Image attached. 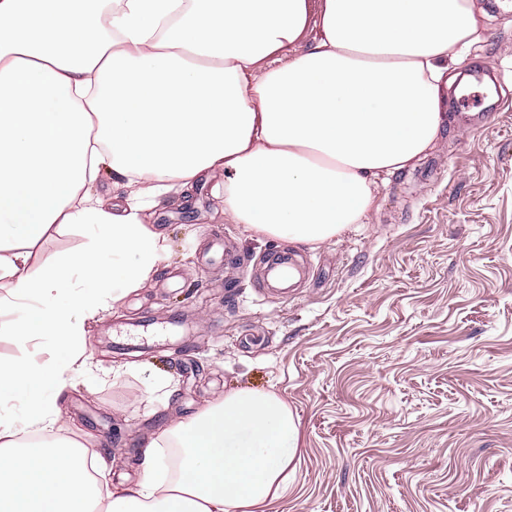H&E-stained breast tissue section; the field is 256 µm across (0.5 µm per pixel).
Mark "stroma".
Segmentation results:
<instances>
[{"instance_id": "1", "label": "stroma", "mask_w": 512, "mask_h": 512, "mask_svg": "<svg viewBox=\"0 0 512 512\" xmlns=\"http://www.w3.org/2000/svg\"><path fill=\"white\" fill-rule=\"evenodd\" d=\"M466 66L509 78L458 106L414 166L389 176L365 223L318 246L282 296L262 261L282 241L224 217L217 177L169 195L149 221L169 251L154 280L87 322L85 363L57 404L134 485L143 442L234 388L276 392L299 446L266 512H512V0ZM248 266L205 258L213 233ZM50 233L39 268L81 249Z\"/></svg>"}]
</instances>
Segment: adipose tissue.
Wrapping results in <instances>:
<instances>
[{"label":"adipose tissue","mask_w":512,"mask_h":512,"mask_svg":"<svg viewBox=\"0 0 512 512\" xmlns=\"http://www.w3.org/2000/svg\"><path fill=\"white\" fill-rule=\"evenodd\" d=\"M312 48L291 55L309 22ZM475 0H0V512H261L296 446L276 393L239 388L152 440L135 487L63 436L59 393L85 324L154 278L166 237L145 214L221 173L224 215L317 246L361 223L388 176L419 162L446 119ZM112 175L121 211L92 192ZM88 244L32 272L52 227ZM19 403L22 414L10 413Z\"/></svg>","instance_id":"adipose-tissue-1"}]
</instances>
